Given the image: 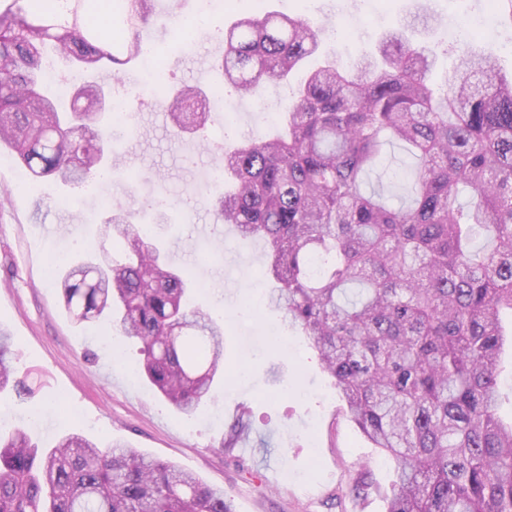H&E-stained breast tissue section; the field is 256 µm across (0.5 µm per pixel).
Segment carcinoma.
Here are the masks:
<instances>
[{
  "mask_svg": "<svg viewBox=\"0 0 512 512\" xmlns=\"http://www.w3.org/2000/svg\"><path fill=\"white\" fill-rule=\"evenodd\" d=\"M97 0H0V147L31 183L85 186L112 174L104 85L69 107L42 83L46 52L85 71L144 54L138 37L101 35ZM154 0H109L138 29ZM399 21L377 51L341 72L326 61L294 89L283 132L224 152L217 219L266 246V306L307 336L346 412L397 469L386 512H512V422L498 416V377L512 315V80L494 54H458L443 93L434 52ZM323 25L272 14L224 33V80L254 96L317 53ZM209 97L165 93L180 134L205 128ZM417 160L408 201L365 191L386 143ZM468 191L461 202L462 191ZM99 250L58 269L64 309L104 317L140 344L143 372L177 411L213 398L224 372V323L189 304L200 289L131 214H112ZM486 238L485 249L477 248ZM120 258L112 257V245ZM0 330V390L16 379ZM0 512H234L224 490L134 448H99L70 433L43 451L21 429H0Z\"/></svg>",
  "mask_w": 512,
  "mask_h": 512,
  "instance_id": "carcinoma-1",
  "label": "carcinoma"
}]
</instances>
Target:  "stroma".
<instances>
[{"label": "stroma", "instance_id": "1", "mask_svg": "<svg viewBox=\"0 0 512 512\" xmlns=\"http://www.w3.org/2000/svg\"><path fill=\"white\" fill-rule=\"evenodd\" d=\"M199 0H155L170 32L155 43L156 66L141 61L106 78L113 99H126L128 121L112 127L118 167L108 190L135 224L157 237L171 259L212 290L201 302L224 319L229 366L214 400L184 415L153 392L142 373L136 340L118 337L103 322L81 327L66 313L48 273L50 256L75 243L94 246L91 229L106 205L88 199L87 187L46 179L29 184L9 151L0 152V328L13 338V365L32 393L0 392V413L27 424L33 442L48 447L67 432L101 443L121 442L222 487L235 512H385L395 490L392 460L359 432L345 412L334 381L321 368L310 340L287 327L280 314L248 315L262 300L256 284L265 266L261 241L242 245L234 226L218 222L215 187L199 179L217 163L203 141L239 145L241 131L256 141L279 130L277 116L302 77L263 85L252 97L225 84L217 27L246 15L284 12L322 22V53L351 68L359 53L375 51L399 20L420 10L419 0H233L197 20ZM437 24L414 23L415 44L439 50L430 79L447 85L466 43L492 49L498 67L512 72V5L507 0H430ZM218 87L235 106L215 108L203 132L176 135L151 89ZM415 160L398 143L385 147L376 169L394 194L408 184ZM250 422L251 452L225 447L238 418ZM365 478L364 494L354 492Z\"/></svg>", "mask_w": 512, "mask_h": 512}]
</instances>
